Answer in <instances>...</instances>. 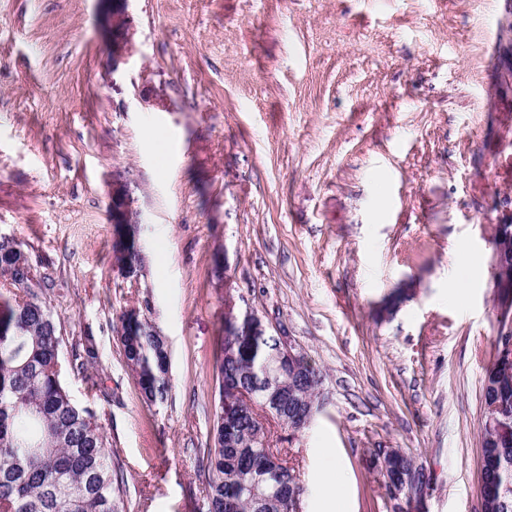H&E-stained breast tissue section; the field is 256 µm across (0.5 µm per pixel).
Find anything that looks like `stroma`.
I'll list each match as a JSON object with an SVG mask.
<instances>
[{"label": "stroma", "instance_id": "1", "mask_svg": "<svg viewBox=\"0 0 512 512\" xmlns=\"http://www.w3.org/2000/svg\"><path fill=\"white\" fill-rule=\"evenodd\" d=\"M111 12L0 0V234L54 277L65 336L93 341L104 396L67 385L97 406L122 512H204L229 301L324 375L298 437L270 425L302 512H392L375 448L429 475L408 512H479L490 234L512 219V0H128L119 64ZM116 178L144 228L135 281L113 267ZM132 306L170 349L155 405L115 336ZM111 17L108 23L112 29V61L120 63L126 61L132 48V33L130 32V23L127 18L119 11L114 12L112 9Z\"/></svg>", "mask_w": 512, "mask_h": 512}]
</instances>
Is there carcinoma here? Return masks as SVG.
Masks as SVG:
<instances>
[{
	"label": "carcinoma",
	"mask_w": 512,
	"mask_h": 512,
	"mask_svg": "<svg viewBox=\"0 0 512 512\" xmlns=\"http://www.w3.org/2000/svg\"><path fill=\"white\" fill-rule=\"evenodd\" d=\"M22 252L0 238V276ZM50 278L34 267L26 287L0 282V512H120L121 487L112 470V452L96 408L76 405L67 375L85 373L96 356L89 339L65 342L46 294ZM120 354L144 402H163L169 392V354L148 326L118 337ZM234 355L219 352L215 364L218 408L207 447L206 512H290L288 492L297 487L295 470L275 462L270 443L255 438L254 411L239 403L237 387L266 382L277 364L278 337L238 336ZM69 344L67 356L61 348ZM317 401L321 372L306 363L299 378L281 377ZM484 402L496 403L512 419V377L486 371ZM483 454L496 466L489 482L512 478V443L482 435ZM384 481L407 487L410 501L423 495L428 480L413 458L392 450Z\"/></svg>",
	"instance_id": "carcinoma-1"
}]
</instances>
